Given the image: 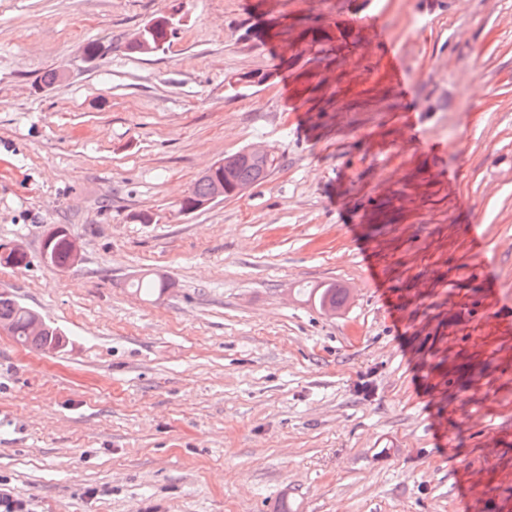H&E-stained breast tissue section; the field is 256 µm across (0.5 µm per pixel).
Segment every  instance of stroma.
<instances>
[{
  "mask_svg": "<svg viewBox=\"0 0 512 512\" xmlns=\"http://www.w3.org/2000/svg\"><path fill=\"white\" fill-rule=\"evenodd\" d=\"M182 2L139 55L173 0H0V245L28 261L0 293L66 337L0 335V485L27 512H512V0ZM255 142L266 181L180 213ZM146 271L171 290L134 294ZM331 281L336 315L296 293ZM163 17H164V14H161V15H158V16L152 18L142 28L144 30V32H145V37H146L147 41L150 42V44L152 46H154L156 42H163V48L161 50H164L165 46L167 44H169L170 37L173 35V28L169 29V31H164V30H160L159 31V30H157L156 24L151 25V23H153L155 20H157L159 18H163ZM142 29L132 33L128 37L127 42L129 44L135 45V46L141 45L140 49L142 51H146V52H155V51H157V49H153L151 46H149L148 44H146L144 42ZM128 43H126L125 46H124L125 50L128 53H132V54H149V53L142 52L140 50H136L135 48L131 47ZM61 227L66 231V234H62L52 243L51 264L55 267L63 268L71 266L73 264V261L75 263L79 261L80 245L78 240L73 236H71L68 241L67 237L68 235L71 234L69 233L67 227Z\"/></svg>",
  "mask_w": 512,
  "mask_h": 512,
  "instance_id": "35a3bbf8",
  "label": "stroma"
}]
</instances>
